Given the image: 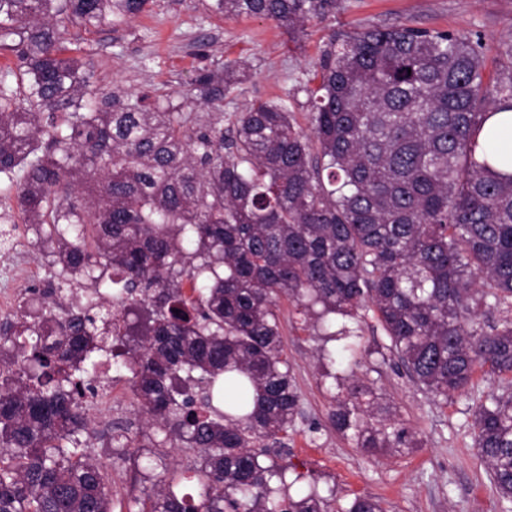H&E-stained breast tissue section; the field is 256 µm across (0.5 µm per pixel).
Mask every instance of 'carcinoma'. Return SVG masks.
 <instances>
[{"label": "carcinoma", "instance_id": "cac0c4a2", "mask_svg": "<svg viewBox=\"0 0 512 512\" xmlns=\"http://www.w3.org/2000/svg\"><path fill=\"white\" fill-rule=\"evenodd\" d=\"M148 0H0V185L54 277L0 317V512H114L109 468L86 458L88 396L115 363L166 437L197 448L194 499L168 484L138 512H325L289 494L282 450L300 394L273 309L322 322L376 313L409 379L446 404L481 370L512 373V174L475 158L487 117L512 110V70L484 81L478 43L408 25L333 34L288 100L224 129L245 65L198 70L199 107L91 85L69 26L120 22ZM337 0H214L291 32ZM193 294L182 291L183 280ZM117 302L123 325L114 322ZM384 350V351H386ZM384 351L375 353L386 357ZM330 421L367 452L417 440L353 382ZM129 448V426L107 428ZM474 446L512 512V394L474 401ZM345 512H385L356 497Z\"/></svg>", "mask_w": 512, "mask_h": 512}]
</instances>
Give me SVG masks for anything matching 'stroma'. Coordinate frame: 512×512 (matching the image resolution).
<instances>
[{"label": "stroma", "instance_id": "1", "mask_svg": "<svg viewBox=\"0 0 512 512\" xmlns=\"http://www.w3.org/2000/svg\"><path fill=\"white\" fill-rule=\"evenodd\" d=\"M211 0H149L137 16L114 26L70 27L68 39L83 48L94 85L109 93L193 94L199 67L235 59L249 69L224 100L225 114L240 112L257 99H287L299 125H306L299 87L332 33L363 26L408 24L440 29L480 44L487 77L512 67V0H339L335 13L290 35L275 21L231 18L212 12ZM274 310L286 359L301 396L300 413L289 429V478L294 491L318 485L329 512H342L354 497L380 498L386 512H499L498 494L473 442L472 401L453 397L442 404L414 386L396 358H381L388 338L373 311L346 320L351 358L391 417L416 434L417 445L368 455L332 426L336 392L334 366L321 359L319 328L294 302L279 296ZM112 394L88 406L96 438L88 452L112 468V500L151 494L163 487L170 470L181 475L183 492L198 494L193 469L196 448H176L160 425L144 414L130 392L125 372L112 369ZM112 422L130 425L139 444L150 447L152 471L133 466L122 449L107 447L98 433Z\"/></svg>", "mask_w": 512, "mask_h": 512}]
</instances>
